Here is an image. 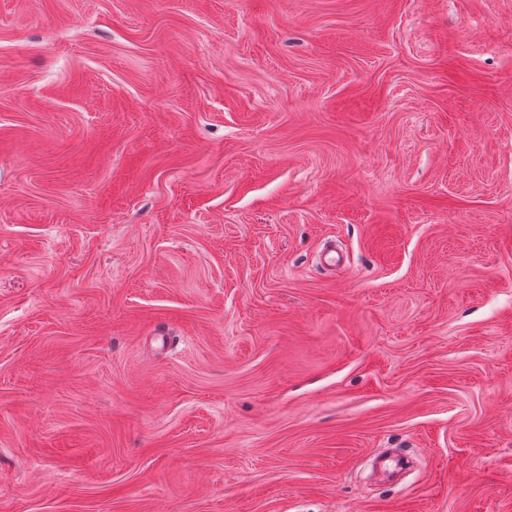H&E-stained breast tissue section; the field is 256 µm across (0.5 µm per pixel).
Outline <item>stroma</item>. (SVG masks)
<instances>
[{"mask_svg":"<svg viewBox=\"0 0 512 512\" xmlns=\"http://www.w3.org/2000/svg\"><path fill=\"white\" fill-rule=\"evenodd\" d=\"M0 512H512V0H0Z\"/></svg>","mask_w":512,"mask_h":512,"instance_id":"1","label":"stroma"}]
</instances>
